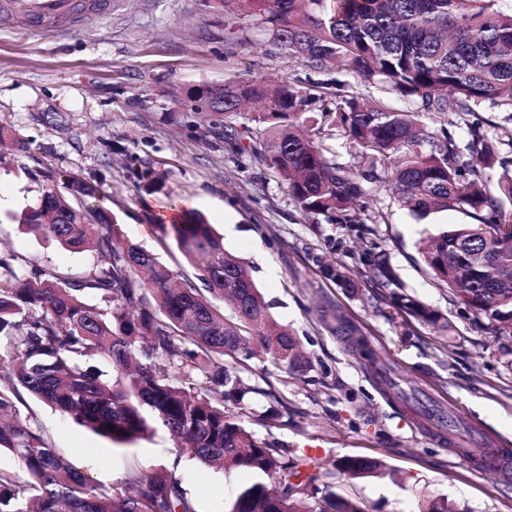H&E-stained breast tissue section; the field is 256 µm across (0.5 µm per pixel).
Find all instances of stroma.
Wrapping results in <instances>:
<instances>
[{
    "instance_id": "obj_1",
    "label": "stroma",
    "mask_w": 512,
    "mask_h": 512,
    "mask_svg": "<svg viewBox=\"0 0 512 512\" xmlns=\"http://www.w3.org/2000/svg\"><path fill=\"white\" fill-rule=\"evenodd\" d=\"M251 46L237 43L223 13L207 0H112L66 31L21 25L0 14V125L10 143L0 158V250L33 258L79 279L95 264L90 253L48 244L18 223L37 207L45 173L58 183L90 180L109 198L122 233L184 274L195 275L159 216L175 201L204 214L224 246L239 257L271 306L299 339L313 367L301 377L252 360L241 376L249 392L235 411L255 438L285 455L330 466L344 456L378 458L385 474L348 480L332 470L328 491L356 499L365 512H417L422 499L443 496L460 512H512V476L473 466L462 455L470 426L485 440L512 446V339L497 337L438 287L420 252L437 227L370 188L371 208L389 220L358 233L351 224L308 221L274 175L208 133L172 99L174 91L235 77L286 79L304 87L335 82V74L279 51L240 16ZM386 255L395 280L375 287L362 252ZM335 263L361 285L350 295L324 278ZM411 295L440 312L437 329L400 311ZM338 307L403 376L409 403L385 399L343 337L321 318ZM438 406L453 429L431 427L421 410ZM22 415L39 424L54 446L104 488L118 486L130 465L171 466L197 512H226L249 472L207 468L177 457L164 428L118 445L23 394ZM274 410L276 425L264 416Z\"/></svg>"
}]
</instances>
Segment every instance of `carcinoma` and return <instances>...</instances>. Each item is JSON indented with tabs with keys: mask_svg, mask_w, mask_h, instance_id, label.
Returning <instances> with one entry per match:
<instances>
[{
	"mask_svg": "<svg viewBox=\"0 0 512 512\" xmlns=\"http://www.w3.org/2000/svg\"><path fill=\"white\" fill-rule=\"evenodd\" d=\"M224 17L249 15L272 35L271 45L300 55L321 70L344 69L379 89L366 98L336 84L335 101L290 81L271 87L233 78L188 88L179 103L209 123L214 134L240 147L225 122L239 96L260 105L254 121L266 136L248 154L267 166L298 210L314 222L386 224L369 210L368 184H385L415 216L453 210L463 221L442 228L422 248L437 283L449 288L499 336H512V264L502 262L501 240L512 225V169L501 156L512 148V127L484 125L485 107L512 121V0H208ZM399 97L407 106L388 101ZM360 158L357 170L336 162L324 142L327 114ZM422 114L443 120L429 131ZM467 137L448 132V116ZM20 223L45 242L101 262L79 280L15 253H0V450L18 461L0 469V512H197L173 471H126L112 490L95 484L54 448L43 430L21 415L20 390L115 444H129L158 425L179 450L206 465L245 470L227 512H364L353 499L319 495L327 472L254 438L230 412L245 394L236 366L254 355L238 349L258 337L265 363L303 376L312 368L299 340L271 314L244 263L224 247L213 225L185 212L162 224L190 264L192 279L125 238L98 189L72 178L60 189L47 177L39 205ZM377 284L392 272L385 255L364 250ZM325 274L346 292L358 285L329 264ZM94 294L96 302L87 299ZM227 297L233 315L214 300ZM400 306L439 324L442 315L406 295ZM351 337L352 352L368 360L388 400H406L383 357L346 318L332 314ZM106 355L116 376L105 380L87 366ZM336 470L352 479L380 474L374 458L341 457ZM419 512H459L445 497L422 501Z\"/></svg>",
	"mask_w": 512,
	"mask_h": 512,
	"instance_id": "1",
	"label": "carcinoma"
}]
</instances>
